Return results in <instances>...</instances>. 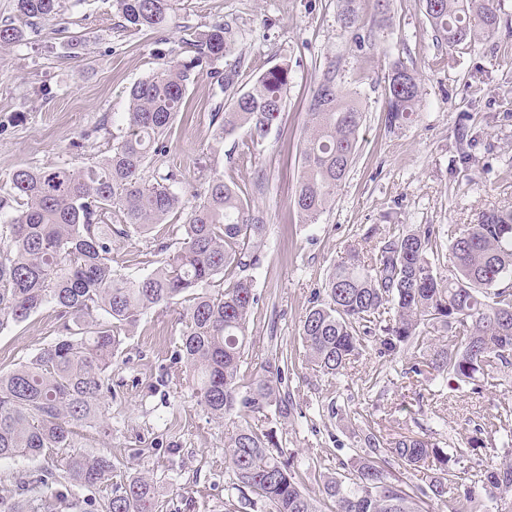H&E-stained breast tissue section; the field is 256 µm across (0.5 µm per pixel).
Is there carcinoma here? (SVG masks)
Masks as SVG:
<instances>
[{
	"label": "carcinoma",
	"mask_w": 512,
	"mask_h": 512,
	"mask_svg": "<svg viewBox=\"0 0 512 512\" xmlns=\"http://www.w3.org/2000/svg\"><path fill=\"white\" fill-rule=\"evenodd\" d=\"M356 0H344V27L360 24ZM435 36L448 49L492 36L499 0H421ZM127 27L154 30L167 40L172 0H112ZM57 0H15L18 21L0 23V47L27 40L38 24L56 14ZM190 57L171 59L129 90L128 112L112 134V153L82 169L19 167L8 174L9 192L0 211V333L46 305L58 309L56 339L27 362L0 370V461L36 459L74 447L73 427L112 435L109 400L112 368L119 365L131 329L153 308L185 303L184 328L174 359L185 363L196 404L215 420L245 411L269 426L240 424L224 436V459L234 476L225 512H512V460L473 473L463 466L485 447L481 435L448 447L430 434L385 438L372 427L358 431L354 463L324 473L300 469L285 451L272 422L294 417L293 394L282 389L288 356L274 357L265 375L245 380L241 363L247 325L257 303L253 276L260 263L266 225L250 212L237 186L213 175L203 199L190 207L167 186V168L150 183L143 171L165 164L166 137L184 103L191 76L202 70L221 88L238 71L217 63L232 51L235 32L216 21L205 30L185 27ZM289 82L288 65H275L212 115L217 142L246 129L263 144L280 118ZM385 122L399 127L421 99L414 70L394 62L385 76ZM363 111L357 98L336 82V65L323 74L307 109L300 177L293 205L302 223L313 224L332 202L357 150ZM186 213L181 224L168 218ZM118 223H112V215ZM160 232L154 268L128 278L112 266V237ZM448 250V272L437 267ZM324 298L303 317L299 338L309 368L335 380L351 360L372 349L396 359L406 353V374L479 387L512 367V208L491 209L467 224L450 245L428 225L394 228L372 251L355 246L325 280ZM502 446L512 445V407L494 416ZM431 470L424 485L396 476ZM320 483L319 495L305 481ZM12 495L0 496V512H63L80 508L72 487L112 484V461L72 450L62 464L15 478ZM156 489L130 476L97 501L95 512H153Z\"/></svg>",
	"instance_id": "cac0c4a2"
}]
</instances>
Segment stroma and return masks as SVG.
I'll return each instance as SVG.
<instances>
[{
    "label": "stroma",
    "instance_id": "1",
    "mask_svg": "<svg viewBox=\"0 0 512 512\" xmlns=\"http://www.w3.org/2000/svg\"><path fill=\"white\" fill-rule=\"evenodd\" d=\"M359 31L342 26V0H174L168 43L152 31L126 28L112 0H61L38 36L0 47V196L21 166L84 167L108 155L112 121L128 107V92L172 51L183 26L221 21L237 33L227 64H239L234 89L249 86L277 64L290 70L285 108L265 142L251 148L246 131L224 142L211 136V114L229 104L210 75L189 84L168 138L167 161L178 173L172 188L185 201L203 193L213 174L234 182L267 224L259 266V298L248 324L241 367L261 375L277 349L293 363L285 377L298 415L278 434L298 460L320 456L323 471L355 457V432L436 431L440 441L471 436L501 402L512 403V368L481 390H452L410 377L407 359L393 362L362 352L336 392L302 361L299 328L327 273L350 244L375 230L430 224L445 241L493 207L512 208V0H500L493 37L469 49L437 43L420 0H390L377 17L373 0H359ZM364 44H356L354 34ZM80 46L71 49V37ZM416 71L422 98L411 120L388 129L384 76L393 62ZM336 81L357 93L364 110L352 168L316 223H300L292 206L299 146L309 100L328 65ZM152 237L112 241L122 274L149 272L140 257ZM181 305L151 310L124 343V362L112 372V435L76 427V445L112 460V479L143 475L158 491L155 512H224L232 474L224 463V435L244 415L212 420L195 403L184 364L173 359ZM57 310L45 306L0 333V369L30 359L51 342ZM379 385L370 386L371 377Z\"/></svg>",
    "mask_w": 512,
    "mask_h": 512
}]
</instances>
